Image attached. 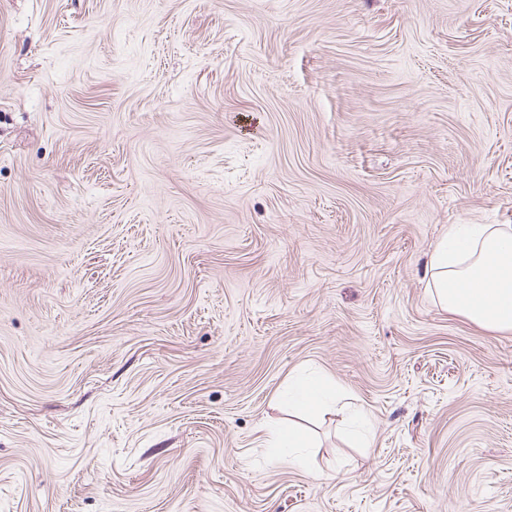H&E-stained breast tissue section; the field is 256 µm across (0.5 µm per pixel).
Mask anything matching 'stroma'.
<instances>
[{"label":"stroma","instance_id":"obj_1","mask_svg":"<svg viewBox=\"0 0 512 512\" xmlns=\"http://www.w3.org/2000/svg\"><path fill=\"white\" fill-rule=\"evenodd\" d=\"M457 224L512 225V0H0V512H512ZM324 385L320 380L311 379L299 382L292 391L293 402L303 408L315 407L323 395ZM279 447L282 448L281 458L289 464L304 461L303 448H307L301 438L293 431L288 430V435L280 436Z\"/></svg>","mask_w":512,"mask_h":512}]
</instances>
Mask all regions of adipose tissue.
I'll list each match as a JSON object with an SVG mask.
<instances>
[{"label":"adipose tissue","instance_id":"ef3b65f1","mask_svg":"<svg viewBox=\"0 0 512 512\" xmlns=\"http://www.w3.org/2000/svg\"><path fill=\"white\" fill-rule=\"evenodd\" d=\"M437 302L479 328L512 332V226L460 224L431 250Z\"/></svg>","mask_w":512,"mask_h":512}]
</instances>
